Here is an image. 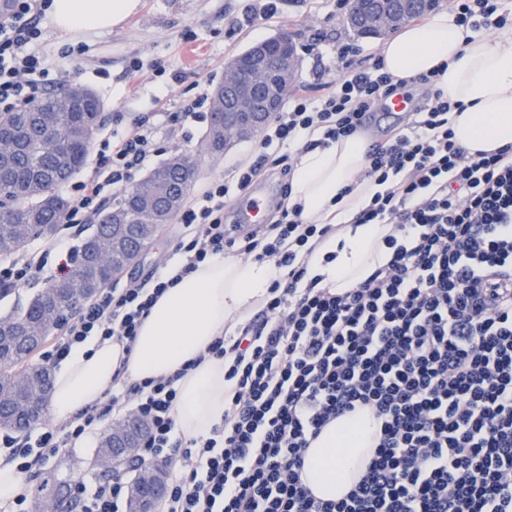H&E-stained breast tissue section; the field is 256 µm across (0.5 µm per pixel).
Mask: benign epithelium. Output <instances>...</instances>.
<instances>
[{
    "label": "benign epithelium",
    "mask_w": 512,
    "mask_h": 512,
    "mask_svg": "<svg viewBox=\"0 0 512 512\" xmlns=\"http://www.w3.org/2000/svg\"><path fill=\"white\" fill-rule=\"evenodd\" d=\"M408 0H365L358 10H351L347 24L368 37H383L410 19ZM251 64L245 70L228 68L224 87L233 89L224 95V149L258 133L267 119L280 111L299 66L297 46L280 38H268L249 48ZM142 443L114 448L100 457L94 469L114 473L127 469L128 462L139 456ZM130 496L139 501L138 512H155L166 493L165 478L151 466L140 467L129 481Z\"/></svg>",
    "instance_id": "1"
}]
</instances>
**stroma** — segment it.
<instances>
[{
	"mask_svg": "<svg viewBox=\"0 0 512 512\" xmlns=\"http://www.w3.org/2000/svg\"><path fill=\"white\" fill-rule=\"evenodd\" d=\"M248 0H141L138 10L121 26L93 36L61 34L51 16L40 22L38 48L49 68L66 66L68 83L94 91L104 104L100 139L125 136L134 130L143 112H176L182 102L195 99L200 89H212L224 78V66L238 51L272 36L279 30L291 32L301 46L296 84L306 85L317 96L335 77L333 50L342 38H351L343 17L337 16L333 0H278V13L270 19L244 21ZM319 51H309L311 41ZM138 61L142 69L131 76L128 67ZM165 74H157L156 65ZM201 117L178 127L162 129L156 137V153L150 166L174 154L197 153L199 168L194 186L186 196L194 202L214 181L228 179L247 164L255 140L235 144L221 154L205 148L208 104H201ZM186 232L178 221L164 225L139 262L112 282L122 288L131 281H148L163 269L178 265L177 240ZM98 436L77 443L69 453L50 460L27 482L31 501L47 496L58 482L83 480L94 483L98 474L89 463Z\"/></svg>",
	"mask_w": 512,
	"mask_h": 512,
	"instance_id": "1",
	"label": "stroma"
}]
</instances>
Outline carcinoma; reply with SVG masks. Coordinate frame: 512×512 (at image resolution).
I'll use <instances>...</instances> for the list:
<instances>
[{"label":"carcinoma","mask_w":512,"mask_h":512,"mask_svg":"<svg viewBox=\"0 0 512 512\" xmlns=\"http://www.w3.org/2000/svg\"><path fill=\"white\" fill-rule=\"evenodd\" d=\"M221 122L220 114L210 116L207 132L220 154ZM102 123L100 99L88 89L69 87L19 112L0 113V127L24 126L20 147L0 155V171H6L0 178L1 258L50 236L61 223L70 201L58 188L84 167ZM190 184L181 156L168 158L140 181L135 199L124 194L99 214L68 276L46 282L24 308L0 317V328L11 326L19 336L0 360V430L22 433L34 426L29 408L44 401L51 383L49 371L32 362L34 353L53 329L138 259L159 226L173 217L171 200L184 196ZM48 312L54 321H46ZM121 444L109 429L96 456L110 454ZM66 507L59 489L38 504L39 512H64Z\"/></svg>","instance_id":"cac0c4a2"}]
</instances>
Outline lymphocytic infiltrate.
Wrapping results in <instances>:
<instances>
[{
  "label": "lymphocytic infiltrate",
  "mask_w": 512,
  "mask_h": 512,
  "mask_svg": "<svg viewBox=\"0 0 512 512\" xmlns=\"http://www.w3.org/2000/svg\"><path fill=\"white\" fill-rule=\"evenodd\" d=\"M4 2L0 112H12L33 101L36 86L65 78L51 76L32 49L52 0ZM451 9L475 34L512 21L504 0H451ZM362 52L353 40L337 41L328 92L290 95L265 123L249 163L181 212L177 278L231 251L284 272L256 320L208 349L223 359L229 386L222 424L183 442L174 411L184 370L130 384L118 373L111 393L66 426L0 433V461L31 473L95 433L131 397L148 423L142 463L170 467L161 512H512V145L472 154L456 143L448 115L463 106L437 86L444 67L402 80L377 60L355 68ZM408 87L424 91L408 132L366 147L362 176L381 190L353 221L393 230L387 263L356 288L339 293L308 277L306 257L336 227L304 222L299 207L245 234L225 223L232 192L270 170L290 176L298 152L362 133L377 106ZM193 115L189 105L147 112L131 135L102 142L90 174L68 187L76 204L65 223L97 214L107 193L125 190L148 162L159 130ZM74 257L52 245L38 261L17 259L0 268V289L30 286L47 271L66 277ZM177 278L160 273L99 293L40 350V365L56 367L92 336L134 341ZM365 409L378 422L367 469L343 498L315 497L302 480L306 449L329 423ZM126 496L120 476L75 483L81 512H122Z\"/></svg>",
  "instance_id": "1"
}]
</instances>
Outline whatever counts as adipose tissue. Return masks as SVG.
Returning <instances> with one entry per match:
<instances>
[{
    "label": "adipose tissue",
    "mask_w": 512,
    "mask_h": 512,
    "mask_svg": "<svg viewBox=\"0 0 512 512\" xmlns=\"http://www.w3.org/2000/svg\"><path fill=\"white\" fill-rule=\"evenodd\" d=\"M139 0H53V22L63 32L96 33L121 25ZM380 59L386 72L406 79L445 66L438 86L462 103L451 113L457 141L469 152L512 143V28L492 37H469L442 12L426 24L409 26L387 41ZM365 145L360 137L302 152L291 181L289 202L311 222L339 225L306 260L309 274L327 286L356 287L386 259L388 224H356L353 216L377 192L361 178ZM265 261L215 255L197 272L169 288L138 329L132 348L92 337L74 346L56 372L47 408L56 423L69 422L111 385L117 369L129 380L172 374L189 361L197 366L178 383L175 410L183 441L208 436L224 418V362L207 349L225 328L236 326L266 298L277 277ZM376 429L372 412L341 418L325 427L307 449L303 479L324 500L344 496L371 455Z\"/></svg>",
    "instance_id": "ef3b65f1"
}]
</instances>
